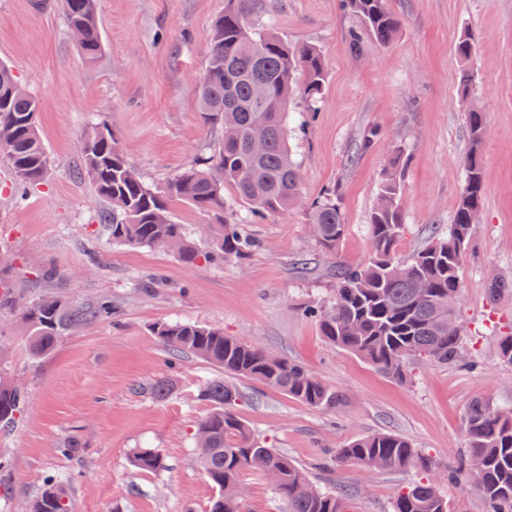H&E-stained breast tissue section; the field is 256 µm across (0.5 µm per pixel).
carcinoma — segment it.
Instances as JSON below:
<instances>
[{"mask_svg":"<svg viewBox=\"0 0 512 512\" xmlns=\"http://www.w3.org/2000/svg\"><path fill=\"white\" fill-rule=\"evenodd\" d=\"M342 2L363 20L378 44L391 42L400 22L388 0ZM254 5L255 0H230L212 24L208 67L197 98L205 121L223 130L213 155L160 185H150L127 160L111 127L103 124L84 139L82 175L108 205L100 220L113 243L167 247L185 264L226 263L258 247L243 232L241 218L231 215L221 224L209 225L202 248L187 235L184 225L175 222L174 207L222 211L227 189L245 208L246 220L284 215L302 206L300 169L288 145V100L295 93L310 104L321 98L326 80L322 55L314 46L294 47L275 33L254 32L249 23ZM62 6L69 29L82 33V55L95 61L102 53L97 0H62ZM298 73L302 75L299 83L295 81ZM38 114V100L0 64V158L10 166L20 194L41 183L50 166ZM466 121L472 146L464 160L466 181L448 231L433 236L410 260H400L401 180L395 173L388 176L381 183L380 204L369 218L370 260L331 267L328 274L336 280L333 305L305 309L329 343L395 380L406 376V362L416 357L476 368L463 355L461 331L448 333V320L457 319L460 269L484 196L479 152L485 135L484 113L473 107ZM309 217L321 251L336 255L345 231L336 199L312 203ZM18 318L26 328L28 354L40 360L76 328L112 321V298L101 296L73 305L60 295L47 294L25 304ZM151 333L172 360L192 354L219 367L227 377L258 381L311 408L336 409V392L304 365L273 357L242 338L224 335L219 328L161 322ZM174 388L170 373L151 382L146 391L164 400ZM199 395L213 406L196 429V434L208 437V445L198 444L196 451L203 474L216 489L210 512H240L239 479L243 472L255 469L257 457L265 460L261 472L274 486L285 512H348V491L317 488L303 468L251 435L236 411L242 398L236 386L216 378L205 382ZM27 405L26 391H7L0 385L1 434L14 429ZM465 428L469 453L448 467V480L470 471L476 474L488 512H512V411L494 410L477 397L468 407ZM335 462L367 471L427 467L419 448L391 432L354 439L336 451ZM134 466L159 473L167 469V461L159 450L142 448L134 455ZM69 483L66 475L45 476L28 512H70ZM393 512H449L448 500L436 483L420 480L397 493Z\"/></svg>","mask_w":512,"mask_h":512,"instance_id":"carcinoma-1","label":"carcinoma"}]
</instances>
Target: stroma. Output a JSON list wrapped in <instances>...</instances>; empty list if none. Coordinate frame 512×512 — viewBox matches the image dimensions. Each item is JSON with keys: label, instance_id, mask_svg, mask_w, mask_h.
<instances>
[{"label": "stroma", "instance_id": "35a3bbf8", "mask_svg": "<svg viewBox=\"0 0 512 512\" xmlns=\"http://www.w3.org/2000/svg\"><path fill=\"white\" fill-rule=\"evenodd\" d=\"M227 0H98L103 52L86 62L68 31L60 0H0V62L39 100L50 168L25 199L11 192L0 161V252L12 258L17 304L53 289L74 304L111 296L113 316L63 337L48 358L32 361L17 317L0 320L8 373L29 393L19 425L0 435V503L25 512L44 476L69 473L71 512H209L214 488L195 461L194 434L211 406L202 381L221 369L181 356L176 387L158 401L145 387L167 373V354L152 336L159 322L183 320L223 328L268 353L309 367L339 401L320 411L283 392L240 379L237 412L250 431L288 455L316 485L348 489L351 512H392L403 487L426 471L365 472L334 462L336 449L376 433L400 434L446 471L467 451L465 412L473 398L512 408V365L500 362L501 337L512 335V293L490 298L491 280H512V0H388L400 27L391 44L376 43L341 0H256L250 23L295 46L319 49L326 72L322 99L300 96L290 111L307 114L288 142L306 200L335 192L346 226L336 256L312 239L308 214L293 210L245 224L260 246L224 265L182 263L160 248L112 243L98 216L103 203L80 174L81 142L111 126L145 182L158 184L198 162L221 137L204 122L196 90L208 65L211 25ZM473 42L468 63L455 43ZM472 83L462 88L461 74ZM486 114L481 145L485 193L463 259L459 311L471 373L453 365L409 360L395 381L336 348L306 319L310 305H329L335 262L356 265L371 253L369 216L395 161H403L408 258L432 231L452 223L469 149L465 113ZM377 139L360 142L368 131ZM55 267L51 281L36 271ZM80 445L61 455L62 442ZM167 458L161 473L137 470V449ZM242 512H283L259 472L242 474ZM452 512H487L475 478L442 482Z\"/></svg>", "mask_w": 512, "mask_h": 512}]
</instances>
